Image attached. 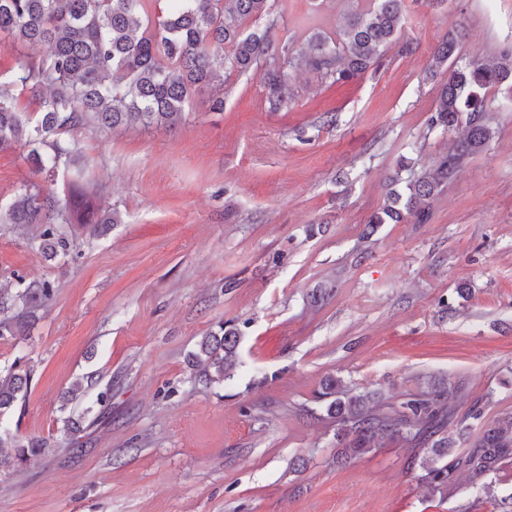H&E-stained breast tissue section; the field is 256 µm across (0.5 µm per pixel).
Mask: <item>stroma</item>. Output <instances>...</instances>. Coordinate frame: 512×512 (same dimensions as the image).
Returning a JSON list of instances; mask_svg holds the SVG:
<instances>
[{
    "label": "stroma",
    "mask_w": 512,
    "mask_h": 512,
    "mask_svg": "<svg viewBox=\"0 0 512 512\" xmlns=\"http://www.w3.org/2000/svg\"><path fill=\"white\" fill-rule=\"evenodd\" d=\"M357 5L270 0L245 28L275 19L277 47L296 48ZM457 30L459 62L512 52V0H405L376 71L330 85L288 68L277 112L257 68L225 72L223 109L196 94L176 129L63 134L120 221L100 237L72 226L55 261L0 224V288L56 289L27 336L0 342V366L32 369L0 425L47 443L0 468V512H497L512 467L443 500L404 443L337 466L317 399L329 378L395 400L442 376L462 385L459 416L512 411V92H488L493 138L427 223L362 235L399 160L421 172L456 137L429 119L448 77L434 52ZM27 153L0 148L2 206L34 178ZM225 323L240 365L210 383L188 356Z\"/></svg>",
    "instance_id": "1"
}]
</instances>
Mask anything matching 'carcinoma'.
Masks as SVG:
<instances>
[{"instance_id": "carcinoma-1", "label": "carcinoma", "mask_w": 512, "mask_h": 512, "mask_svg": "<svg viewBox=\"0 0 512 512\" xmlns=\"http://www.w3.org/2000/svg\"><path fill=\"white\" fill-rule=\"evenodd\" d=\"M142 0H0V36L10 43L44 49L38 59L21 56L13 73L0 82V148L29 147L27 160L47 182H62L65 203L43 194L37 182L23 184L20 197L0 208L1 224H36L34 247L52 258H63L74 247L62 224H78L95 236L116 214L100 208V188L84 178L82 152L59 138L76 128L114 130L120 127L176 128L185 120V106L197 92L208 89L212 105L224 107V76L219 68L244 73L264 63L263 81L269 108L285 102L283 62L300 59L322 81L336 84L376 67L404 21L405 0H368L350 12L331 37L316 32L298 49L280 52L274 45L272 22L261 33L244 31L250 19L269 13V0H169L165 16L143 22ZM457 40L447 37L435 52V66H447L429 127L451 131L463 127L448 153L422 175L401 188L392 187L369 225L399 224L411 217L428 221L431 202L448 177L469 155L486 145L493 130L485 119V95L512 81V57L476 58L463 65L451 59ZM27 93L37 106L30 115L17 109ZM55 288L49 281L18 282L0 289V341L15 340L50 302ZM240 335L228 326L202 338L193 354L195 366L212 383L234 376ZM31 373L18 358L0 370V417L28 391ZM461 387L449 381L429 383V390L382 401L359 394L330 378L318 399L336 422L338 455L354 460L376 449L384 438L411 444L423 453L421 480L441 497L458 485L459 476L480 480L512 464V411L482 426L470 448L454 451L453 433ZM0 447L15 449L24 462L44 451L37 438L23 440L0 427Z\"/></svg>"}]
</instances>
